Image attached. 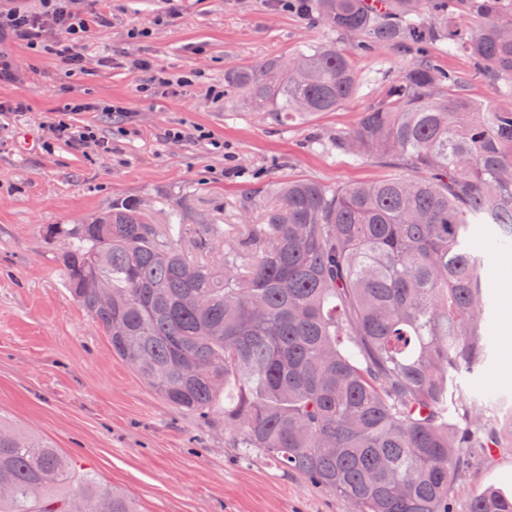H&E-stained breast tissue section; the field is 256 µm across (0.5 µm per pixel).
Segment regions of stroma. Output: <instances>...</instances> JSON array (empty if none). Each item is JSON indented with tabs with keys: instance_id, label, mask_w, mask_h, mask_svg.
<instances>
[{
	"instance_id": "1",
	"label": "stroma",
	"mask_w": 512,
	"mask_h": 512,
	"mask_svg": "<svg viewBox=\"0 0 512 512\" xmlns=\"http://www.w3.org/2000/svg\"><path fill=\"white\" fill-rule=\"evenodd\" d=\"M106 24L83 42L84 69L67 72L55 55L35 54L12 34L0 36V102H23L0 114V425L51 441L104 485L128 495L141 512H350L340 497L275 467L260 453L235 447L222 413L209 419L176 409L112 352L103 329L68 287L53 224H81L115 201L141 202L149 223H169L183 205L190 224L223 227L241 221L243 191L305 179L324 186L379 180L382 160L355 161L326 142L353 128L379 101L413 53L378 47L353 56L359 93L333 112L284 122L223 88L238 67L335 42V30L278 7L275 0H71ZM148 38L133 40L130 29ZM436 62L478 99L495 91L469 57L435 51ZM149 60L165 77L197 73L178 94L146 97L130 60ZM124 102L128 120L102 112H72L76 102ZM95 126L103 144L57 143L45 150L51 122ZM213 141L194 137L195 127ZM178 127L186 136L165 139ZM223 149H215L214 141ZM508 286L492 290L490 360L456 379L468 397L485 390L512 398V246L491 256ZM494 485L512 493V448L474 459L456 494Z\"/></svg>"
}]
</instances>
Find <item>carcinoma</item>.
Returning a JSON list of instances; mask_svg holds the SVG:
<instances>
[{"label": "carcinoma", "instance_id": "1", "mask_svg": "<svg viewBox=\"0 0 512 512\" xmlns=\"http://www.w3.org/2000/svg\"><path fill=\"white\" fill-rule=\"evenodd\" d=\"M288 8L357 41L237 68L224 85L275 120L334 112L357 97L354 52L410 49L416 61L331 142L356 161H396L395 173L248 195L224 236L179 212L149 224L135 199L47 233L64 240L70 291L113 352L170 405L206 418L224 397L235 447L353 512H455L473 460L512 447L498 402L450 392L491 353L490 256L468 252L465 235L486 224L489 251L512 245V0ZM459 11L465 29L450 22ZM437 43L476 60L497 98L454 92ZM0 512L138 509L47 442L0 427ZM466 512H512V495L488 486Z\"/></svg>", "mask_w": 512, "mask_h": 512}]
</instances>
